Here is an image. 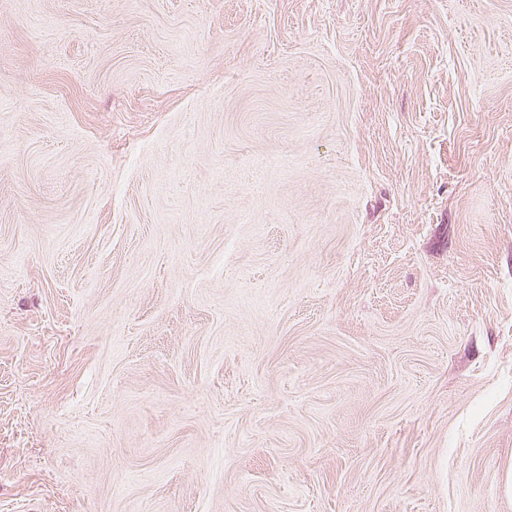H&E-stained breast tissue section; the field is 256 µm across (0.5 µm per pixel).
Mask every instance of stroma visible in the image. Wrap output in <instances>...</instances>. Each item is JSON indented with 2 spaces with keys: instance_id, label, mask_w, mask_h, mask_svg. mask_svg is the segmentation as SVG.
<instances>
[{
  "instance_id": "35a3bbf8",
  "label": "stroma",
  "mask_w": 512,
  "mask_h": 512,
  "mask_svg": "<svg viewBox=\"0 0 512 512\" xmlns=\"http://www.w3.org/2000/svg\"><path fill=\"white\" fill-rule=\"evenodd\" d=\"M512 0H0V512H512Z\"/></svg>"
}]
</instances>
